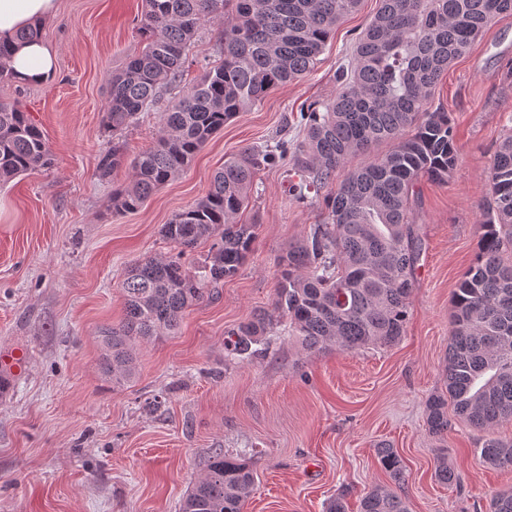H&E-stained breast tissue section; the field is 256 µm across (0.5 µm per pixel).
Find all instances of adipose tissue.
Instances as JSON below:
<instances>
[{"label": "adipose tissue", "instance_id": "obj_1", "mask_svg": "<svg viewBox=\"0 0 512 512\" xmlns=\"http://www.w3.org/2000/svg\"><path fill=\"white\" fill-rule=\"evenodd\" d=\"M56 0H0V40L13 43L9 68L17 81L40 84L55 71V52L42 40L20 42L16 34L21 29L50 18Z\"/></svg>", "mask_w": 512, "mask_h": 512}]
</instances>
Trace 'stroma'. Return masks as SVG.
<instances>
[{
  "label": "stroma",
  "mask_w": 512,
  "mask_h": 512,
  "mask_svg": "<svg viewBox=\"0 0 512 512\" xmlns=\"http://www.w3.org/2000/svg\"><path fill=\"white\" fill-rule=\"evenodd\" d=\"M380 6L360 0L313 71L236 114L141 207L117 212L112 191L131 169L98 179L113 138L101 118L110 77L140 46L144 2L56 0L39 29L55 51L54 77L0 81V100L31 113L53 155L50 167L0 182V351L23 359L13 389L0 393V512H178L217 450L256 476L244 512H324L346 484L358 512L366 492L394 484L375 454L382 443L402 459L409 512H489L492 496L512 489V467L475 454L484 432L456 417L441 436L427 424L428 398L445 389L453 295L478 251L491 160L512 134V18L485 31L435 90L458 157L446 180L415 184L422 251L399 343L308 352L286 331L267 356L227 357V332L272 310L280 256L327 216L322 196L296 200L293 177L274 167L258 172L238 217L257 234L237 275L190 308L176 334L140 342L130 381L112 383L100 369L98 330L123 316L127 268L172 254L163 225L206 193L230 156L304 139L309 111L335 98L336 71ZM188 58L187 85L223 60V17L201 25ZM172 100L161 92L122 133L127 157L154 145ZM441 456L456 482L437 480Z\"/></svg>",
  "instance_id": "obj_1"
}]
</instances>
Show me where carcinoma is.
<instances>
[{
  "mask_svg": "<svg viewBox=\"0 0 512 512\" xmlns=\"http://www.w3.org/2000/svg\"><path fill=\"white\" fill-rule=\"evenodd\" d=\"M234 8L226 10L229 3ZM360 0H145L138 22L140 50L110 78L104 129L117 133L150 109L163 90H178L162 113L156 145L131 162L132 182L112 191L113 207L138 209L182 171L237 113L270 91L301 78L322 53L338 22ZM224 16V60L202 80L181 85L182 68L202 22ZM512 17V0H381L356 38L352 61L336 75V98L312 109L304 140L295 148L303 200L332 183L336 168L356 152L391 147L350 171L325 199L328 221L315 224L280 257L272 311L255 314L228 333L227 354L252 360L267 354L274 328L286 319L306 350L389 346L402 336L422 249L413 220L416 181L448 178L457 161L448 113L432 108L448 67L489 27ZM288 156L283 143L248 147L224 162L207 193L163 225L177 253L130 267L122 288L125 313L99 331L100 367L119 384L133 373L134 344L170 335L186 310L217 293L251 251L256 225L240 224L260 167ZM47 139L30 114L0 101V181L51 164ZM125 161L114 142L97 164L106 179ZM489 195L481 205L482 235L473 265L453 298L454 334L445 392L428 401L432 433L448 431V404L472 428L486 433L479 458L512 465V443L493 436L512 418V135L489 168ZM211 247L204 264L184 260L198 244ZM381 466L401 479L402 460L386 445ZM255 483L252 470L219 451L183 499L180 512H243ZM360 512H408L401 494L374 489Z\"/></svg>",
  "mask_w": 512,
  "mask_h": 512,
  "instance_id": "carcinoma-1",
  "label": "carcinoma"
}]
</instances>
